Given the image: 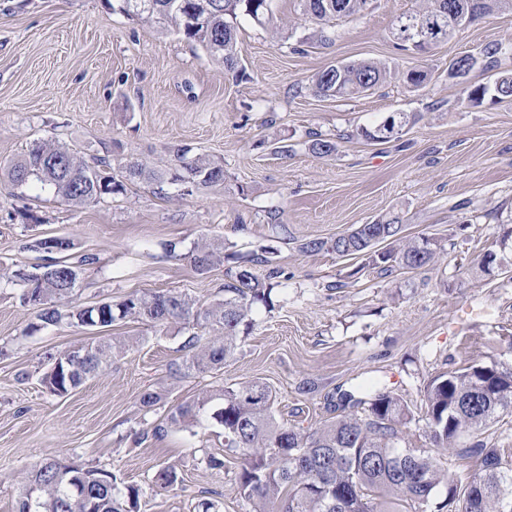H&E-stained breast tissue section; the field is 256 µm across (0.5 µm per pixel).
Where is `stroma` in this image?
I'll use <instances>...</instances> for the list:
<instances>
[{
	"label": "stroma",
	"mask_w": 512,
	"mask_h": 512,
	"mask_svg": "<svg viewBox=\"0 0 512 512\" xmlns=\"http://www.w3.org/2000/svg\"><path fill=\"white\" fill-rule=\"evenodd\" d=\"M421 4L369 0L327 27L304 19L299 0H273L271 24L239 20L249 78L238 82L199 44L128 18L110 0H0V260L28 265L37 258L30 239L70 238L71 260L95 258L74 292L79 306L162 290L203 305L223 298L226 264L201 273L190 259L201 240L241 257L270 253L282 271L273 306L255 311L223 369L180 373L182 325L117 322L107 335L127 348L64 397L41 384L49 357L85 344L89 330L27 334L32 311L16 289L0 288V512H17L21 472L48 458L139 485V512H198L205 500L217 512H251L237 463L206 466L224 448L221 426L140 443L136 432L203 390L258 378L277 396V419L309 429L341 414L343 391L365 398L387 389L414 412L401 446L426 448L423 394L433 377L472 364L512 367V275L478 267L494 250L512 268V246L500 244L512 227V100L474 105L464 93L512 73V10L416 55L397 46L391 27ZM493 41L507 47L496 68L448 78L454 58ZM361 61L388 63L392 78L353 97L313 91L316 72ZM412 68L428 73L421 87L401 78ZM395 112L420 119L387 143L357 137ZM37 138L87 159L117 165L131 155L164 169L186 146L222 160L226 180L189 195L144 186L75 206L37 182L12 181V165ZM315 138L336 142L335 155L314 154ZM393 216L407 234L436 239L442 259L387 276L328 249L298 250ZM154 389L166 399L144 411L140 396ZM166 465L180 482L160 492L153 476Z\"/></svg>",
	"instance_id": "35a3bbf8"
}]
</instances>
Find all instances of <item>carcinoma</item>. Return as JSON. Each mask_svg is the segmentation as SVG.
<instances>
[{
  "instance_id": "obj_1",
  "label": "carcinoma",
  "mask_w": 512,
  "mask_h": 512,
  "mask_svg": "<svg viewBox=\"0 0 512 512\" xmlns=\"http://www.w3.org/2000/svg\"><path fill=\"white\" fill-rule=\"evenodd\" d=\"M272 0H216L212 13L195 25L187 23L191 0H154V10L138 18L152 21L193 40L214 59L224 64L225 73L245 76L236 51L238 19L257 23L270 21ZM368 0H300L303 13L323 25L359 14ZM472 18L512 7V0H458ZM448 0H425V5L396 17L393 38L401 47L417 42L428 52L448 41ZM391 71L383 63L359 62L332 65L317 72L315 92L323 96L347 97L364 93L383 83ZM489 88L478 85L466 90V99L481 104L486 97L512 99V74L497 78ZM415 120L407 112H395L379 123L361 128L367 140L388 122L403 126ZM179 167L159 171L131 158L122 174H112V163L99 158L89 164L70 149L48 140L34 141L12 170L18 185L33 179L49 187L67 203L85 205L106 197L124 195L131 184H142L162 195L168 186L193 191L224 183V164L207 155L191 159L177 156ZM329 248L341 257H364L385 272L396 268L420 269L440 257L443 250L433 238L410 237L405 225L394 217L384 224H359L328 241L311 239L299 251L314 253ZM230 259L235 270L227 272L224 299L200 305L174 291L130 294L104 306L75 307L69 299L77 286L81 267L95 262L83 256L69 262L64 255L45 264L0 265V283L19 289V303L33 311L27 327L33 335L49 326L88 328L89 322L110 327L116 321L141 322L151 327L183 324L191 330L185 348L184 371L203 372L224 367L234 354L240 331L252 324L260 306H272L271 280L280 276L264 255L242 259L226 256L210 242L194 247V266L203 271ZM267 267L261 277L256 267ZM126 342L98 341L73 350L70 362L41 378L52 396H66L88 379L104 373L114 354ZM275 395L270 387L252 379L215 390H204L192 401L169 408L164 422L137 436H164L169 429L204 427L214 420L224 429V447L239 459L236 484L241 496L251 502L253 512H390L398 503L400 512H426L434 496L442 491L437 508L448 512H504L505 500L512 501V463L500 449L483 437L484 430L503 414L512 413V367L470 365L430 380L424 394L428 438L433 448L398 446L399 427L413 420L409 406L385 389L374 391L366 418L353 414L327 422L313 430L286 427L277 420ZM473 433L467 445L456 443L457 435ZM449 452L476 469L470 476L475 487L462 490L464 483L451 475L439 455ZM180 481L173 467H163L154 476L161 491ZM19 512H139L140 488L105 470L83 468L47 460L20 477Z\"/></svg>"
}]
</instances>
